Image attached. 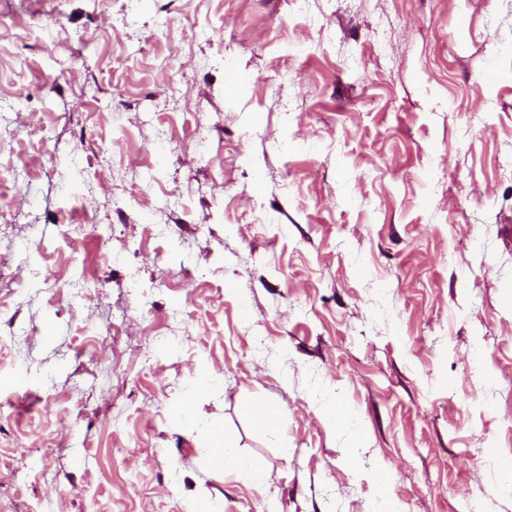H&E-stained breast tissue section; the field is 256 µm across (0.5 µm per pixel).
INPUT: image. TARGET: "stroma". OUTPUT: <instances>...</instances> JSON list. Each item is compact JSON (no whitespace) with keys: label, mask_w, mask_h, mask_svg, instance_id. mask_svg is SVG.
Segmentation results:
<instances>
[{"label":"stroma","mask_w":512,"mask_h":512,"mask_svg":"<svg viewBox=\"0 0 512 512\" xmlns=\"http://www.w3.org/2000/svg\"><path fill=\"white\" fill-rule=\"evenodd\" d=\"M508 457L512 0H0V512H512ZM219 458L221 460V468L224 472L227 470H234V471H251L253 474V478L256 481L261 480V476L254 471L252 465L241 458H239L232 448H230L229 444L224 439V448H220Z\"/></svg>","instance_id":"1"}]
</instances>
